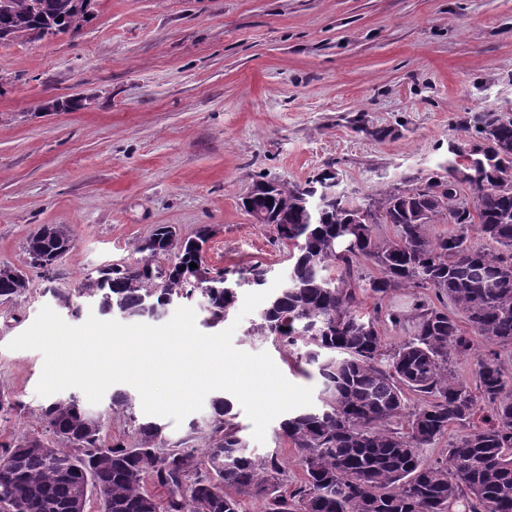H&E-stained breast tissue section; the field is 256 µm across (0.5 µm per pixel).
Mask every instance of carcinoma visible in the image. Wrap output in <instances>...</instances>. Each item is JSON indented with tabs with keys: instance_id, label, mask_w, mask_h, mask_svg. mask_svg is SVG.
Returning <instances> with one entry per match:
<instances>
[{
	"instance_id": "carcinoma-1",
	"label": "carcinoma",
	"mask_w": 512,
	"mask_h": 512,
	"mask_svg": "<svg viewBox=\"0 0 512 512\" xmlns=\"http://www.w3.org/2000/svg\"><path fill=\"white\" fill-rule=\"evenodd\" d=\"M91 17L84 0H0V34L11 39L75 32ZM474 128L469 151L442 165L444 173L403 176L359 205L328 185V169L303 186L254 185L245 210L273 227L274 241L292 247V263L250 333L309 346L305 359L322 385L320 406L287 414L279 425L304 475L290 495L280 491L278 459L245 448L229 398L213 400L209 447L161 452L160 424H136L134 448L106 444L101 416L71 397L42 408L63 447L37 437L3 445L0 512H87L93 500L98 512H239L244 497L265 501V512H512V389L504 369L482 360L472 388L451 368L475 336L512 345V120L481 112ZM465 186L474 193L471 206L461 200ZM437 223L475 225L499 250L474 249L465 234L433 239L427 226ZM378 224L393 225L394 235L379 237ZM213 235L203 225L182 239L162 224L138 248L136 264L101 268L76 293L52 289L51 296L72 313L80 309L76 299L87 298L102 315L158 320L173 301L200 294L219 323L237 299L224 287L228 275L259 288L268 269L208 267L202 249ZM72 243L67 228L42 225L25 249L48 272ZM167 254L171 265L156 266ZM364 261L378 270L366 281ZM28 288L23 271L0 265L1 302ZM402 288L448 298L471 335L448 311L417 302L406 315L414 336L390 352L389 367L380 366L379 314L364 313L359 296L381 300ZM411 393L420 404L410 409ZM482 402L491 405L482 426L459 435L445 457L423 458L424 448L448 426L470 420ZM148 478L167 490L165 500L149 492Z\"/></svg>"
}]
</instances>
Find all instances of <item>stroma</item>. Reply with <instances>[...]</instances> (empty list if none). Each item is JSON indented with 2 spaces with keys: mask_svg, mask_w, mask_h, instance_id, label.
Returning <instances> with one entry per match:
<instances>
[{
  "mask_svg": "<svg viewBox=\"0 0 512 512\" xmlns=\"http://www.w3.org/2000/svg\"><path fill=\"white\" fill-rule=\"evenodd\" d=\"M488 110L512 119V0H95L80 31L0 42V265L29 278L24 295L0 303V394L16 404L0 412V444L52 438L36 392L43 356L8 347L54 306L46 286L71 292L104 266L135 263L161 224L184 237L215 226L211 267L286 274L287 247L242 206L254 181L301 184L329 166L359 202L438 171L449 145L470 143L467 120ZM42 224L73 234L48 272L24 249ZM434 298L403 288L361 301L382 308L391 350L414 326L389 313ZM252 321L234 346L267 352L289 382L319 390L304 346L251 335ZM488 356L512 375V347L480 339L453 368L474 381ZM93 410L106 439L137 445L140 399L115 410L105 397ZM234 412L249 451L277 456L290 494L302 469L278 422L259 443L243 407ZM211 413L207 402L181 424L162 419L165 447H208Z\"/></svg>",
  "mask_w": 512,
  "mask_h": 512,
  "instance_id": "1",
  "label": "stroma"
}]
</instances>
